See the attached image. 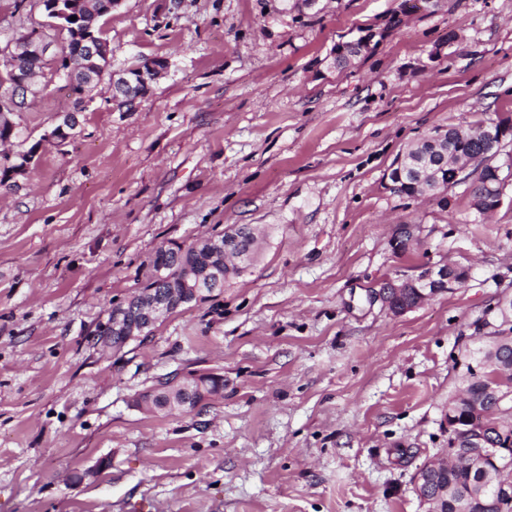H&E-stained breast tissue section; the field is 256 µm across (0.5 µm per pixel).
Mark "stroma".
Masks as SVG:
<instances>
[{
  "instance_id": "1",
  "label": "stroma",
  "mask_w": 512,
  "mask_h": 512,
  "mask_svg": "<svg viewBox=\"0 0 512 512\" xmlns=\"http://www.w3.org/2000/svg\"><path fill=\"white\" fill-rule=\"evenodd\" d=\"M403 2L123 0L102 20L111 70L169 63L135 108L107 76L80 97L37 77L13 121L34 142L59 113L78 126L0 186V512H426L413 476L448 447L455 361L512 300V184L478 218L465 185L443 208L385 177L435 128L512 116V0ZM45 21L0 0V45ZM366 27L376 48L337 71ZM241 224L259 245L240 276L97 345L158 248ZM400 224L422 229L403 255ZM438 261L466 285L397 317L372 300ZM176 372L224 390L189 414L136 405Z\"/></svg>"
}]
</instances>
